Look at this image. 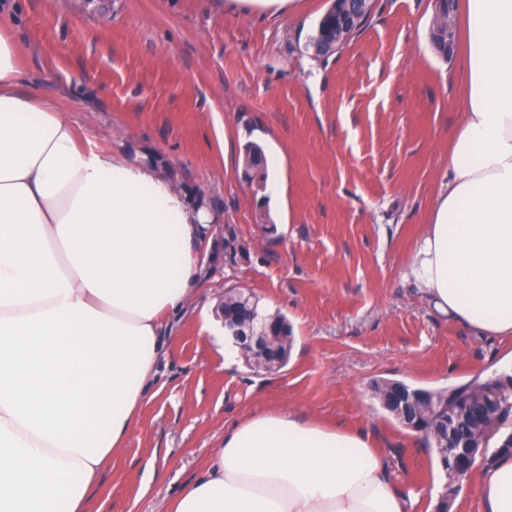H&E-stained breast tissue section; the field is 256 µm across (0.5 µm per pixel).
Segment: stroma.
Returning <instances> with one entry per match:
<instances>
[{"label":"stroma","mask_w":512,"mask_h":512,"mask_svg":"<svg viewBox=\"0 0 512 512\" xmlns=\"http://www.w3.org/2000/svg\"><path fill=\"white\" fill-rule=\"evenodd\" d=\"M331 4L0 0L29 91L83 142L202 193L223 242L90 512H166L232 426L284 408L366 430L396 484L422 492L443 483L436 462L370 382L438 389L512 370V342L449 322L409 275L462 100L458 55L431 44L435 0H373L352 38L315 58L305 45ZM253 140L263 182L242 163ZM228 292L287 318L284 367L258 373L242 355L225 367L208 327Z\"/></svg>","instance_id":"stroma-1"}]
</instances>
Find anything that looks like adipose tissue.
<instances>
[{
    "label": "adipose tissue",
    "instance_id": "1",
    "mask_svg": "<svg viewBox=\"0 0 512 512\" xmlns=\"http://www.w3.org/2000/svg\"><path fill=\"white\" fill-rule=\"evenodd\" d=\"M459 122L410 273L450 322L512 340V0H462ZM213 218L154 167L80 142L34 99L0 22V512H84L123 448L172 319L199 291ZM512 512V454L466 476ZM371 434L251 416L167 512H414Z\"/></svg>",
    "mask_w": 512,
    "mask_h": 512
}]
</instances>
